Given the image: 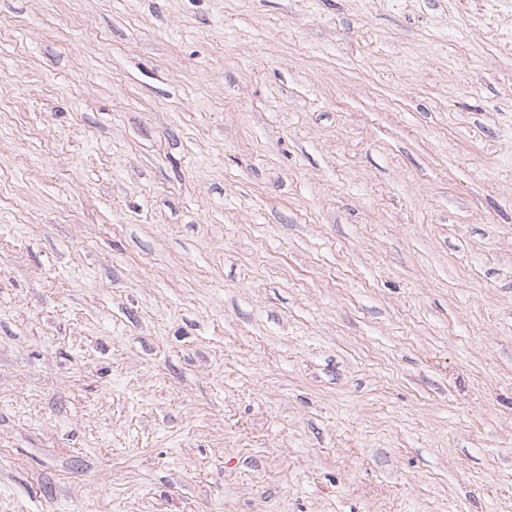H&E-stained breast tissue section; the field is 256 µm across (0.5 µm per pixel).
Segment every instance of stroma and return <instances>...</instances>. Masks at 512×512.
Masks as SVG:
<instances>
[{"instance_id": "stroma-1", "label": "stroma", "mask_w": 512, "mask_h": 512, "mask_svg": "<svg viewBox=\"0 0 512 512\" xmlns=\"http://www.w3.org/2000/svg\"><path fill=\"white\" fill-rule=\"evenodd\" d=\"M0 512H512V0H0Z\"/></svg>"}]
</instances>
